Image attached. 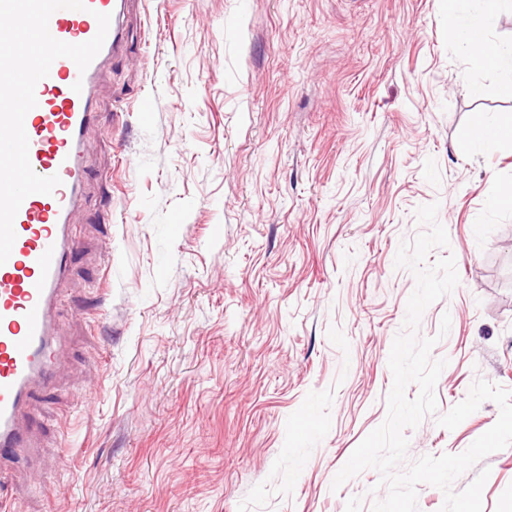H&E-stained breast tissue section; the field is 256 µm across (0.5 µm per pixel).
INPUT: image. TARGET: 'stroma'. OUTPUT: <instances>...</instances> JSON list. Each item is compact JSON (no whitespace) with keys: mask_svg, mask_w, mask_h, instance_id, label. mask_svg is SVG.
<instances>
[{"mask_svg":"<svg viewBox=\"0 0 512 512\" xmlns=\"http://www.w3.org/2000/svg\"><path fill=\"white\" fill-rule=\"evenodd\" d=\"M126 41L95 87L64 368L13 512H371L376 470L331 485L387 416L415 288L395 257L434 202L429 258L459 283L422 316L447 365L407 458L489 430L491 401L436 416L475 380L512 390V208L491 203L512 143L454 146L512 98L489 69L471 91L443 0H131ZM485 469L483 512H512V446L454 490Z\"/></svg>","mask_w":512,"mask_h":512,"instance_id":"1","label":"stroma"}]
</instances>
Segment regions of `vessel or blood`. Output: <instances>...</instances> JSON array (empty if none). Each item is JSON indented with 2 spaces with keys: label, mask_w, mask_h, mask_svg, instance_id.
I'll return each instance as SVG.
<instances>
[{
  "label": "vessel or blood",
  "mask_w": 512,
  "mask_h": 512,
  "mask_svg": "<svg viewBox=\"0 0 512 512\" xmlns=\"http://www.w3.org/2000/svg\"><path fill=\"white\" fill-rule=\"evenodd\" d=\"M127 0H87L84 11L60 9L49 19L51 35L78 44L92 39L96 13L111 23L99 54L86 71L68 58L56 59L35 88L37 105L24 120L29 161L41 176L59 175L53 194H32L14 219L16 240L0 265V465L17 464L32 434L34 401L55 383L59 349L57 303L61 283L79 242L74 217L87 180L84 132L96 121L94 88L103 62L123 47ZM81 92H74L75 82Z\"/></svg>",
  "instance_id": "obj_1"
}]
</instances>
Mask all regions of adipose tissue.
<instances>
[{
  "label": "adipose tissue",
  "mask_w": 512,
  "mask_h": 512,
  "mask_svg": "<svg viewBox=\"0 0 512 512\" xmlns=\"http://www.w3.org/2000/svg\"><path fill=\"white\" fill-rule=\"evenodd\" d=\"M473 0H447L448 22L455 28L460 46L469 53L476 70L486 68L501 72V88L512 95V51L504 52L484 36V20L497 14L506 0H480V12H473ZM512 139V116H482L476 121L472 135L456 145L457 153H472L478 147Z\"/></svg>",
  "instance_id": "obj_1"
}]
</instances>
